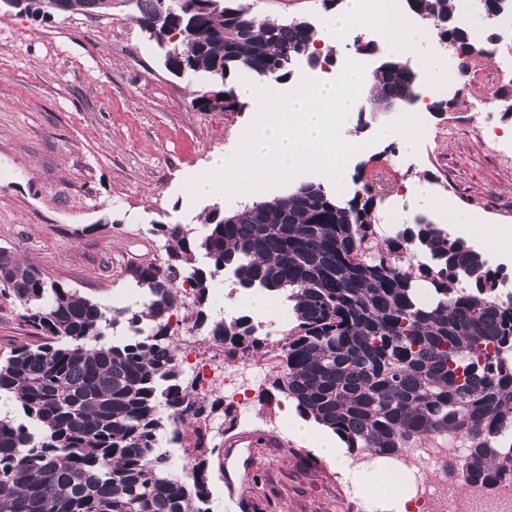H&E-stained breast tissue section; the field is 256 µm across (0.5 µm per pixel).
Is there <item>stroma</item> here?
Here are the masks:
<instances>
[{"instance_id":"1","label":"stroma","mask_w":512,"mask_h":512,"mask_svg":"<svg viewBox=\"0 0 512 512\" xmlns=\"http://www.w3.org/2000/svg\"><path fill=\"white\" fill-rule=\"evenodd\" d=\"M258 18H305L324 26L330 14L318 0H246ZM125 0L110 15L62 14L39 23L0 10V252L35 265L81 294L128 306L140 294L130 267L163 260L156 224L197 225L204 209L240 208L239 198L192 197L186 188L213 155L231 156L236 134L253 120L250 107L210 112L193 107L195 76L177 77L140 29ZM466 23L476 42L500 34L493 53L478 59L482 77L442 89L447 112L426 113L410 159L398 142L376 147L356 163L351 192L375 172L389 191L375 200L371 246H384L393 215L412 223L419 207L405 187L430 184L437 202L453 195L479 224L466 240L488 246L482 224L512 225V19L496 28L473 14ZM21 308L0 293V357L32 342ZM271 366L235 407L236 434L272 435L278 445L255 448L258 466L221 472L223 438L211 458L214 512H354L356 500L335 461L291 437L280 424L284 395L271 386Z\"/></svg>"}]
</instances>
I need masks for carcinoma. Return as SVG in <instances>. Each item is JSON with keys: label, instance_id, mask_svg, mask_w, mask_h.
<instances>
[{"label": "carcinoma", "instance_id": "obj_1", "mask_svg": "<svg viewBox=\"0 0 512 512\" xmlns=\"http://www.w3.org/2000/svg\"><path fill=\"white\" fill-rule=\"evenodd\" d=\"M76 12L112 13V0H70ZM459 59L458 70L488 50L463 24L456 0H406ZM494 22L512 16V0H474ZM135 21L155 41L174 75L201 79L192 105L226 95L224 111L242 108L230 79L245 73L286 81L317 53L318 29L305 19L262 20L242 0H136ZM407 62L386 59L373 71L368 111L416 96ZM363 186L345 204L303 182L271 204H245L256 221L225 223L217 211L197 216L202 235L155 224L167 242L163 263L130 269L143 289L142 309L81 295L32 264L0 253V285L19 303L33 343L0 358V398L26 421L0 418V512H212L208 450L212 429L231 408L224 397L201 401L195 379L175 362L180 337L171 317L191 288L193 326L206 325L230 360L265 340L252 317L214 320L211 286L223 273L243 292L291 303L293 326L280 334L282 371L272 387L298 413L332 430L350 451L396 457L414 443L452 436L465 444L449 464L467 485L495 489L512 481V294L499 272L482 285L457 275L488 264L443 225H406L417 239H390L377 257L365 252L374 197ZM421 249L434 268L428 296L416 277L385 266L400 247ZM192 452L183 475L162 442Z\"/></svg>", "mask_w": 512, "mask_h": 512}]
</instances>
